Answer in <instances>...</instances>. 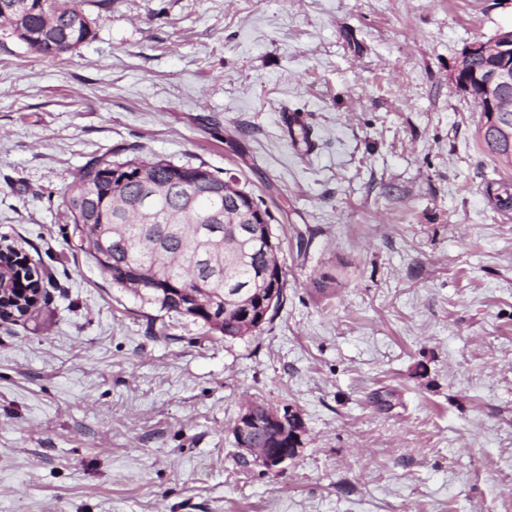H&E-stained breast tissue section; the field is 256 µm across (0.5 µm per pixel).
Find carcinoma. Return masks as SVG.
Wrapping results in <instances>:
<instances>
[{
	"label": "carcinoma",
	"mask_w": 512,
	"mask_h": 512,
	"mask_svg": "<svg viewBox=\"0 0 512 512\" xmlns=\"http://www.w3.org/2000/svg\"><path fill=\"white\" fill-rule=\"evenodd\" d=\"M84 5L85 0H0V31L38 54L59 57L94 37ZM147 166L158 169L161 179L170 183L158 200L151 187L137 177L138 169ZM180 168L188 172L193 166L165 159L118 163L104 155L89 160L63 194L73 233L91 243L104 239L110 244L112 264L106 274L112 283L125 288L139 279L148 299L166 313L179 316L182 297L176 289H189L208 306L198 321L211 332L235 339L242 336V325L233 308V289L258 291V277L267 260L264 253L247 247L235 264L210 261L200 242L208 238L222 244L238 232L239 225L213 216L216 210L228 209L222 196L187 207L186 189L171 183L173 172ZM485 191L496 198V206L512 205L511 180H498ZM117 193L145 202L154 212L153 222L142 224L129 218L125 233H114L113 225L122 218L112 208ZM172 286L174 291L165 292Z\"/></svg>",
	"instance_id": "carcinoma-1"
}]
</instances>
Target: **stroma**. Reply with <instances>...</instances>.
I'll list each match as a JSON object with an SVG mask.
<instances>
[{
  "label": "stroma",
  "mask_w": 512,
  "mask_h": 512,
  "mask_svg": "<svg viewBox=\"0 0 512 512\" xmlns=\"http://www.w3.org/2000/svg\"><path fill=\"white\" fill-rule=\"evenodd\" d=\"M48 58L0 34V243L37 306L0 318V512H512V177L451 78L512 0H88ZM302 115L304 153L279 110ZM237 177L284 295L233 340L112 283L63 192L91 158ZM298 457L243 461L244 405ZM293 415L294 426L287 428L283 413L264 406V412L255 404H248L241 411L234 426V437L238 448L242 451L241 458L265 467L269 471L281 469L288 461L299 455L300 437L303 423L296 414ZM263 435L268 443L263 447L255 446V437Z\"/></svg>",
  "instance_id": "1"
}]
</instances>
